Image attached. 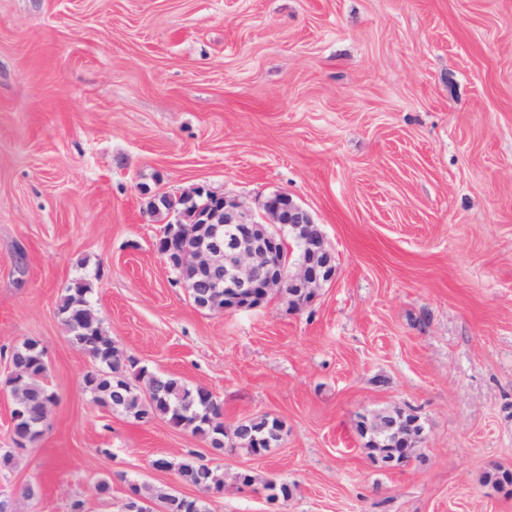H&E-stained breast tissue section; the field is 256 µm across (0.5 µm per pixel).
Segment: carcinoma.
I'll return each instance as SVG.
<instances>
[{
    "mask_svg": "<svg viewBox=\"0 0 512 512\" xmlns=\"http://www.w3.org/2000/svg\"><path fill=\"white\" fill-rule=\"evenodd\" d=\"M90 281L79 276L70 282L58 305V314L69 332L70 342L84 352L94 368L84 375V389L93 401L120 411L136 420L161 417L175 427L213 442L218 428L224 426L219 402L204 398L203 387H191L181 379L156 374L137 366L133 358L117 356L118 346L95 313ZM42 346L28 338L11 351L13 371L6 387L17 405L28 406L32 420L49 418L56 402L55 393L45 383L47 363L41 357ZM162 398H155L156 391ZM180 480L197 489L205 486L219 490L224 486V471L208 464L199 470L191 459L176 463ZM138 497L157 503L162 512H209L201 498L186 499L149 484L132 487Z\"/></svg>",
    "mask_w": 512,
    "mask_h": 512,
    "instance_id": "obj_1",
    "label": "carcinoma"
}]
</instances>
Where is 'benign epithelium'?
<instances>
[{
    "instance_id": "benign-epithelium-1",
    "label": "benign epithelium",
    "mask_w": 512,
    "mask_h": 512,
    "mask_svg": "<svg viewBox=\"0 0 512 512\" xmlns=\"http://www.w3.org/2000/svg\"><path fill=\"white\" fill-rule=\"evenodd\" d=\"M195 201L190 208L166 210L167 225L154 243L165 260L188 256L195 272L190 295L195 307L236 312L260 307L268 298L288 295V308L311 306L336 278V258L322 225L286 191L266 196L258 210L237 197L203 186L182 192ZM248 419L224 427L217 442L237 451L272 448L282 442V429L264 433ZM364 447L386 470L401 469L426 439L421 417L403 410L397 415L373 410L360 419Z\"/></svg>"
}]
</instances>
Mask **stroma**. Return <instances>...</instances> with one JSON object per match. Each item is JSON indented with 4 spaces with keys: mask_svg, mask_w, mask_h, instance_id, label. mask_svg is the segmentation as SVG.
Here are the masks:
<instances>
[{
    "mask_svg": "<svg viewBox=\"0 0 512 512\" xmlns=\"http://www.w3.org/2000/svg\"><path fill=\"white\" fill-rule=\"evenodd\" d=\"M197 185L291 194L335 282L298 313L197 309L148 206ZM82 273L139 365L214 392L225 424L277 417L280 446L217 453L93 403L58 315ZM28 338L58 402L19 448ZM393 406L427 434L400 471L357 433ZM0 450L19 512H122L134 482L193 497L153 466L191 456L291 489L210 512H512L487 478L512 470V0H0Z\"/></svg>",
    "mask_w": 512,
    "mask_h": 512,
    "instance_id": "obj_1",
    "label": "stroma"
}]
</instances>
